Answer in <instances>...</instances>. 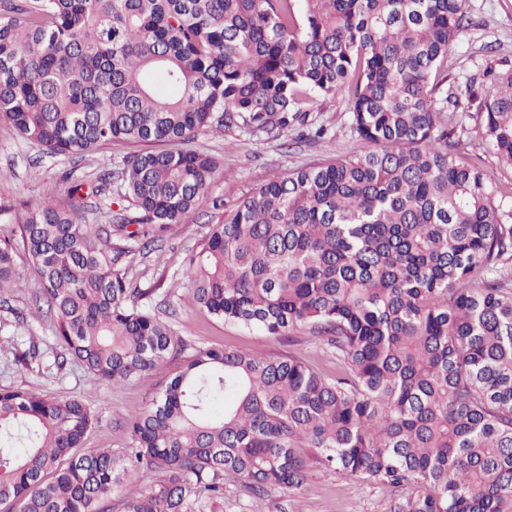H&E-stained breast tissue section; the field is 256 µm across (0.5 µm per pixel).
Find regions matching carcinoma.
<instances>
[{"label":"carcinoma","mask_w":512,"mask_h":512,"mask_svg":"<svg viewBox=\"0 0 512 512\" xmlns=\"http://www.w3.org/2000/svg\"><path fill=\"white\" fill-rule=\"evenodd\" d=\"M466 0H0V124L52 156L161 143L65 173L67 200L22 205L0 235V303L17 248L38 277L31 315L92 382L163 374L120 451L80 452L84 400L0 390V504L205 512L236 478L263 499L326 469L386 488L389 512H512V183L460 156L468 132L444 63ZM348 96L358 151L262 185L214 224L182 278L224 322L306 328L336 358L201 347L136 306L131 257L185 224L215 178L188 148L212 131L322 139L312 107ZM481 136L512 167V68L465 85ZM132 210L112 211V184ZM96 199L100 223L78 202ZM46 352L35 341L23 364ZM18 440L16 456L1 444Z\"/></svg>","instance_id":"carcinoma-1"}]
</instances>
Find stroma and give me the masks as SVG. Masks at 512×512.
<instances>
[{"label": "stroma", "instance_id": "35a3bbf8", "mask_svg": "<svg viewBox=\"0 0 512 512\" xmlns=\"http://www.w3.org/2000/svg\"><path fill=\"white\" fill-rule=\"evenodd\" d=\"M469 25L448 55L450 84L481 83L486 68L512 66V0H467ZM313 114L326 126L332 144H306L295 137H274L236 128L222 133L199 135L193 149L216 157L220 171L211 183L207 200L190 223L174 226L168 233L161 256H135L130 276L134 286L151 289L140 305L172 323L179 335L195 344L232 346L268 354L308 353L317 368L329 372L336 362L312 344L308 333L298 330L287 337H272L257 329L224 323L191 303L181 277L185 259L206 236L211 225L224 220V212L213 208V200L233 204L275 177L305 164L329 163L353 154L356 139L350 130V113L345 97L318 99ZM71 166L64 157H47L27 145L12 128L0 125V205L61 201L67 196L63 178ZM19 280L11 298L14 310H26L38 290V280L25 256H18ZM13 310V312H14ZM13 312L0 311V389H28L55 398L80 396L96 411L99 422L88 434L83 448H124L128 432L124 419L141 413L153 396L157 381L144 378L121 385L91 387L77 366L64 371L47 365L15 363L13 353L28 347L54 346L53 317L29 319L18 327ZM263 512H389L388 495L379 485L311 463L305 485L295 493L271 492L262 502Z\"/></svg>", "mask_w": 512, "mask_h": 512}]
</instances>
